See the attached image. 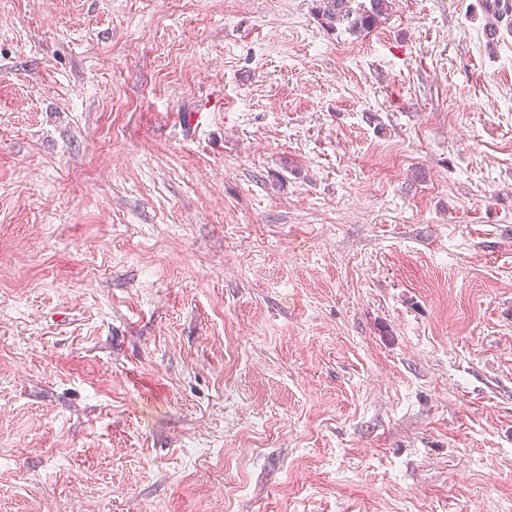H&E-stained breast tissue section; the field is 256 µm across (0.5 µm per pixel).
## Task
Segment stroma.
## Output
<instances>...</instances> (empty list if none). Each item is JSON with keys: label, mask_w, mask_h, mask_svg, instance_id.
Listing matches in <instances>:
<instances>
[{"label": "stroma", "mask_w": 512, "mask_h": 512, "mask_svg": "<svg viewBox=\"0 0 512 512\" xmlns=\"http://www.w3.org/2000/svg\"><path fill=\"white\" fill-rule=\"evenodd\" d=\"M316 7L0 0V512H512V31ZM316 15L330 31L344 27L352 34L368 33L390 7L389 0H369L368 7L358 0H317ZM354 4L357 6L354 7Z\"/></svg>", "instance_id": "obj_1"}]
</instances>
